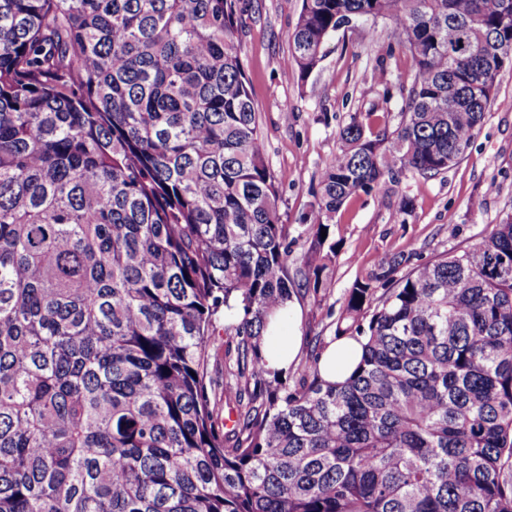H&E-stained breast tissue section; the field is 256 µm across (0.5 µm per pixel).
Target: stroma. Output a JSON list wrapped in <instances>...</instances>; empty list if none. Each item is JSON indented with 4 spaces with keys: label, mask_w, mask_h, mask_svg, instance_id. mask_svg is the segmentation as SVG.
I'll return each mask as SVG.
<instances>
[{
    "label": "stroma",
    "mask_w": 512,
    "mask_h": 512,
    "mask_svg": "<svg viewBox=\"0 0 512 512\" xmlns=\"http://www.w3.org/2000/svg\"><path fill=\"white\" fill-rule=\"evenodd\" d=\"M300 0H252L238 27L241 59L258 113L267 162L281 175L280 213L290 236L311 201L325 163L339 149L338 131L353 112L388 113L398 122L400 99L383 103L382 80L410 82L408 52L388 38L390 20L361 22L339 31L325 45V56L308 78L284 67L289 36ZM416 203L406 224L391 223L395 192ZM398 191L383 187L350 200L336 215L341 250L332 287L321 302L302 297L290 312L301 335L300 353L315 336L331 338L344 296L375 268L378 255L401 252L417 266L452 248L477 241L512 204V69L496 79V100L464 157L434 177L407 175Z\"/></svg>",
    "instance_id": "stroma-1"
}]
</instances>
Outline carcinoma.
<instances>
[{"label":"carcinoma","instance_id":"1","mask_svg":"<svg viewBox=\"0 0 512 512\" xmlns=\"http://www.w3.org/2000/svg\"><path fill=\"white\" fill-rule=\"evenodd\" d=\"M245 0H0V512H512V206L403 274L383 253L299 381L273 318L326 293L351 197L460 160L512 64V0H301L287 63L388 18L397 125L349 115L291 241L240 59ZM414 199L397 197L395 223ZM327 236L321 237V231ZM235 339L211 403L217 323ZM228 345H232L234 348L235 341L230 336H226L224 331L220 332V335L214 336L212 344L208 350V365L207 372L208 376L216 381V395H212V402H216L217 407L222 410L223 417L224 413L227 416L229 413V407H231L236 417V404L234 403V393L227 395L228 405L225 404L224 400V362H225V350ZM230 399V400H229ZM361 355L362 346L354 339H341L330 343L320 361L322 378L331 383L345 381Z\"/></svg>","mask_w":512,"mask_h":512}]
</instances>
